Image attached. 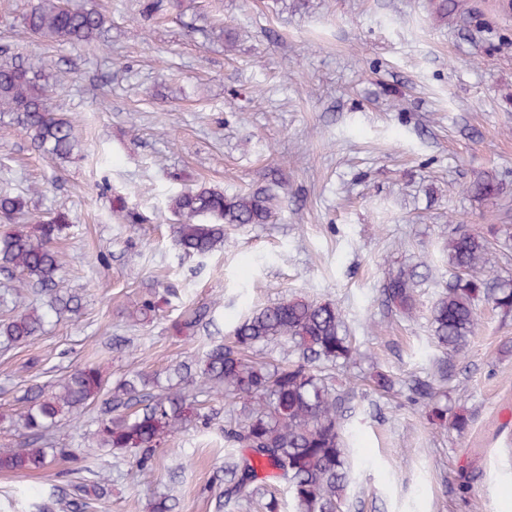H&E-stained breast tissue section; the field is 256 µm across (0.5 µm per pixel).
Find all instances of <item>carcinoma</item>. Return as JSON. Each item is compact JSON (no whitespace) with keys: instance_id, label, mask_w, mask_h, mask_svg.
<instances>
[{"instance_id":"1","label":"carcinoma","mask_w":512,"mask_h":512,"mask_svg":"<svg viewBox=\"0 0 512 512\" xmlns=\"http://www.w3.org/2000/svg\"><path fill=\"white\" fill-rule=\"evenodd\" d=\"M179 6V0H144L141 13ZM106 15L98 10L69 6L64 0H35L23 18L22 33L43 42L87 44L101 34ZM57 84L42 70L21 63H0V112H11L33 144L55 160L69 161L81 153L74 134L75 117L54 112L50 101ZM277 194L271 188L228 195L198 186L168 197L166 208L174 217L179 248L186 255L205 257L224 247L228 227L267 224L275 216ZM19 195L0 192V216L11 219L23 212ZM112 216L126 224H140L144 217L130 208L126 197H112ZM69 222L62 211L48 212L38 224H14L0 233V271L16 275V285L0 293V347L28 346L44 331L47 313L63 317L78 311V298L59 293L60 272L66 256L56 249ZM488 234L459 232L448 236V268L453 271L448 288L430 308L432 342L443 356L461 355L481 323L480 306L490 304L502 319L512 317V278L487 269L491 252ZM424 274L416 267L389 274L384 301L410 315L416 306L415 290ZM48 297L47 311L21 308L17 299L25 291ZM169 299L153 295L127 312L134 323L153 321L160 304ZM211 307L187 309L174 324L180 333H195L210 325ZM286 344L296 359L278 363L257 361L246 352ZM357 349L348 336L341 309L335 302L291 295L252 310L235 328L230 344L212 345L197 362L165 371L167 387L160 389L159 374H137L108 387L100 368L87 363L58 380L54 388L38 387L31 404L19 412L27 430L17 448H0V472L22 473L74 457L67 448H46L44 442L58 419L68 414L73 427L81 428V415L101 402L95 428L84 433L88 446L117 457L130 454L137 469L153 466L159 448L187 427L208 425L210 415L198 407L197 394H222L232 404L234 418L224 425V503L250 500L260 493L256 467H269L288 492V512H349L347 489L351 465L341 410L343 398L325 368L356 361ZM437 378L414 382L409 391L440 419L435 406ZM76 473L97 477L88 484L71 480L54 485L34 512H51L58 505L65 512H91L93 503L108 494V479L98 457L81 458Z\"/></svg>"}]
</instances>
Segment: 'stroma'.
<instances>
[{"instance_id":"1","label":"stroma","mask_w":512,"mask_h":512,"mask_svg":"<svg viewBox=\"0 0 512 512\" xmlns=\"http://www.w3.org/2000/svg\"><path fill=\"white\" fill-rule=\"evenodd\" d=\"M32 0H0V61L58 74L57 111L76 119L83 157L57 163L0 114V190L22 195L30 216L63 210L70 227L62 290L76 314L50 322L34 344L0 349V448L33 385H49L102 358L109 382L197 358L230 343L255 306L297 293L333 301L357 348L337 370L353 481L351 512H505L512 502V336L484 307L464 354L452 358L449 412L469 426L431 424L406 383L426 376L438 350L429 309L451 278L445 245L457 231L512 229V8L507 0H454L447 20L431 0H185L182 13L144 18V0H71L109 18L77 48L21 33ZM491 176L500 193L470 184ZM279 182L270 224L228 228L213 255L177 249L166 200L206 184L226 193ZM120 194L141 224L112 217ZM427 264L416 310L404 317L382 295L390 272ZM175 289L153 322L126 313ZM211 304L208 330L176 333L181 309ZM398 392L381 395L373 368ZM213 419L160 449L151 470L112 463V496L92 512H265L263 499L227 503L224 398ZM67 462L0 472V512H29Z\"/></svg>"}]
</instances>
